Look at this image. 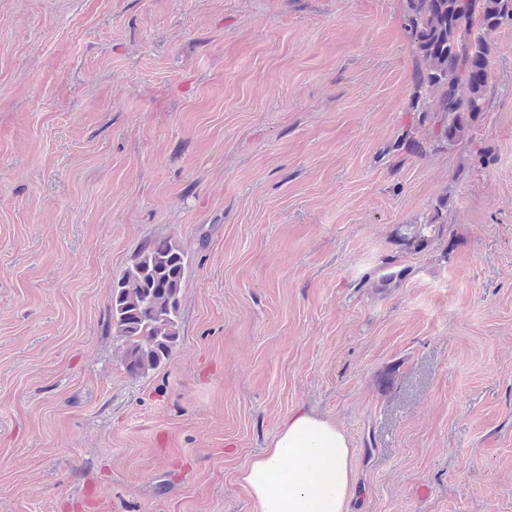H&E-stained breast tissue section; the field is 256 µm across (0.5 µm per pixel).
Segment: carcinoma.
<instances>
[{
	"label": "carcinoma",
	"instance_id": "1",
	"mask_svg": "<svg viewBox=\"0 0 512 512\" xmlns=\"http://www.w3.org/2000/svg\"><path fill=\"white\" fill-rule=\"evenodd\" d=\"M512 27V0H404V30L416 59V111L432 115L437 136L460 143L488 98L493 46L488 34ZM187 261L168 238L145 246L112 284L108 321L124 345L125 368L157 369L180 338Z\"/></svg>",
	"mask_w": 512,
	"mask_h": 512
}]
</instances>
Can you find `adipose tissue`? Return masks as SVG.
I'll list each match as a JSON object with an SVG mask.
<instances>
[{
    "label": "adipose tissue",
    "instance_id": "1",
    "mask_svg": "<svg viewBox=\"0 0 512 512\" xmlns=\"http://www.w3.org/2000/svg\"><path fill=\"white\" fill-rule=\"evenodd\" d=\"M351 448L335 423L299 409L242 471L257 512H348Z\"/></svg>",
    "mask_w": 512,
    "mask_h": 512
}]
</instances>
